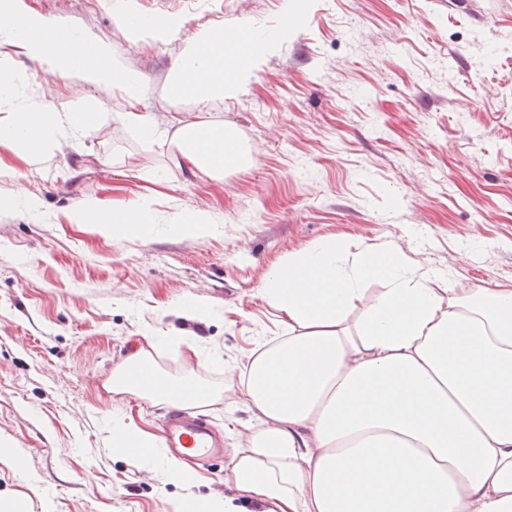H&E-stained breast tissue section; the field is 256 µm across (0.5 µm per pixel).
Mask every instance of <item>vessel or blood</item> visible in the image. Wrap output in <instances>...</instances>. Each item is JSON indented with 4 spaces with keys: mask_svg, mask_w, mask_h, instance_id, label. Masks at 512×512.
I'll return each instance as SVG.
<instances>
[{
    "mask_svg": "<svg viewBox=\"0 0 512 512\" xmlns=\"http://www.w3.org/2000/svg\"><path fill=\"white\" fill-rule=\"evenodd\" d=\"M161 445L167 454L196 466L221 454L224 439L204 415L177 410L172 412L163 427Z\"/></svg>",
    "mask_w": 512,
    "mask_h": 512,
    "instance_id": "1",
    "label": "vessel or blood"
}]
</instances>
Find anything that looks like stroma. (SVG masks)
<instances>
[{"label":"stroma","mask_w":512,"mask_h":512,"mask_svg":"<svg viewBox=\"0 0 512 512\" xmlns=\"http://www.w3.org/2000/svg\"><path fill=\"white\" fill-rule=\"evenodd\" d=\"M21 5L112 43L146 82L135 102L118 86L42 84L15 54L20 102L63 113L82 100L112 118L77 138L76 152L4 156L17 176L0 182L14 196L0 204V442L15 456L0 458V512L18 501L28 512H175L223 493L251 413L209 407L226 454L182 484L113 447V417L158 437L168 406L113 396L112 370L142 337L172 336L197 345L199 360L166 345L152 354L156 369L220 387L225 368L278 331L260 297L266 276L319 240L355 251L393 241L424 268L512 288V0H308L293 35L210 108L252 156L220 181L185 173L172 148L143 141L123 115L162 127L194 118L165 94L186 43L242 18L275 29L284 0H171L166 33L120 27L108 0ZM29 194L38 215L24 207ZM144 195L158 213L140 237L68 218L84 198L119 209ZM194 211L211 218L204 234H170ZM187 297L207 316H180Z\"/></svg>","instance_id":"35a3bbf8"}]
</instances>
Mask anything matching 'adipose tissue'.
Masks as SVG:
<instances>
[{"instance_id":"adipose-tissue-1","label":"adipose tissue","mask_w":512,"mask_h":512,"mask_svg":"<svg viewBox=\"0 0 512 512\" xmlns=\"http://www.w3.org/2000/svg\"><path fill=\"white\" fill-rule=\"evenodd\" d=\"M301 14L286 0L274 32L238 21L229 50L223 28L201 32L171 71L168 100L197 107L234 96ZM13 46L43 72L139 93L138 74L111 44L0 0V102L17 83ZM108 118L84 104L63 114L45 105L9 112L0 117V152L31 161ZM125 119L174 147L188 171L216 180L247 158L233 130L209 118L171 131L139 112ZM69 219L138 236L156 208L147 196L112 210L88 198ZM261 295L288 332L258 340L245 363L225 371L223 389L161 376L152 362L159 336L145 337L112 372L113 394L184 408L227 395L256 420L232 455L228 494L186 499L178 512H243L246 503L263 512H512L511 288L444 279L393 242L354 252L331 237L290 255ZM112 440L138 466L161 462L190 481L183 462L160 459L150 434L116 418Z\"/></svg>"}]
</instances>
